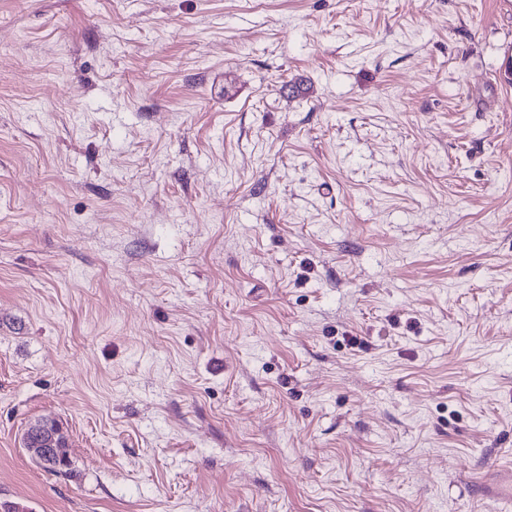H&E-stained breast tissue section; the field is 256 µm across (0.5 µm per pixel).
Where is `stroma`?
Listing matches in <instances>:
<instances>
[{
  "mask_svg": "<svg viewBox=\"0 0 512 512\" xmlns=\"http://www.w3.org/2000/svg\"><path fill=\"white\" fill-rule=\"evenodd\" d=\"M509 462L512 0H0V508L489 512ZM23 447L42 448L41 452L29 454L30 459L45 471L57 475L67 474L70 466L68 438L56 420H38L23 434Z\"/></svg>",
  "mask_w": 512,
  "mask_h": 512,
  "instance_id": "35a3bbf8",
  "label": "stroma"
}]
</instances>
